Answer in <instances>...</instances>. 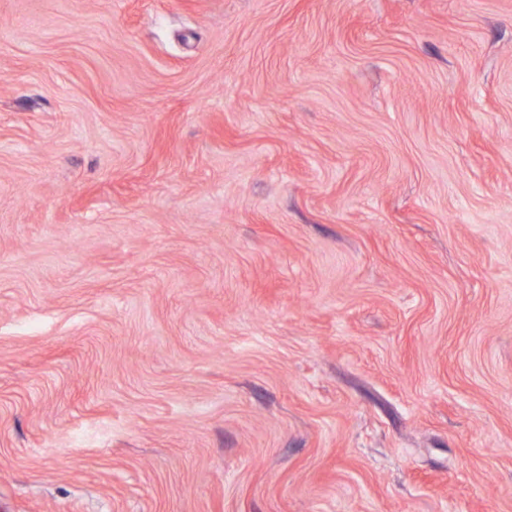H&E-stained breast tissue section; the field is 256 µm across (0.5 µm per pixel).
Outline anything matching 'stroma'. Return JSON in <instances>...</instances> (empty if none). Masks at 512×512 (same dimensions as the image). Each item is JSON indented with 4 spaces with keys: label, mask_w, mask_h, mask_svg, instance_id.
<instances>
[{
    "label": "stroma",
    "mask_w": 512,
    "mask_h": 512,
    "mask_svg": "<svg viewBox=\"0 0 512 512\" xmlns=\"http://www.w3.org/2000/svg\"><path fill=\"white\" fill-rule=\"evenodd\" d=\"M0 512H512V0H0Z\"/></svg>",
    "instance_id": "obj_1"
}]
</instances>
